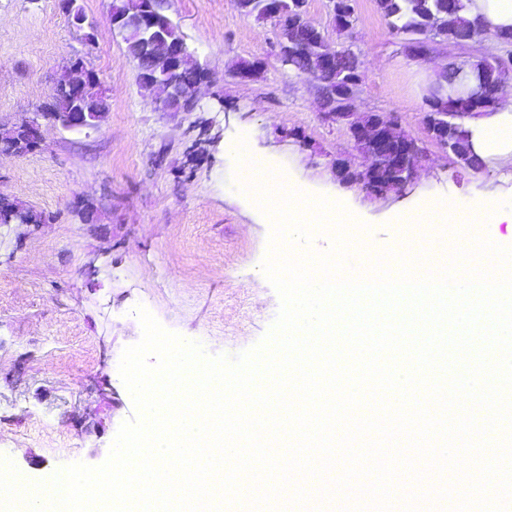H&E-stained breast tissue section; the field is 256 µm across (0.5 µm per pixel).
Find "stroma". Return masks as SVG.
Instances as JSON below:
<instances>
[{"label":"stroma","mask_w":512,"mask_h":512,"mask_svg":"<svg viewBox=\"0 0 512 512\" xmlns=\"http://www.w3.org/2000/svg\"><path fill=\"white\" fill-rule=\"evenodd\" d=\"M167 13L208 73L189 112L159 111L140 87L112 0H0V128L31 118L73 60L96 74L109 105L98 128L47 124L41 149L0 157V195L44 217L0 224V456L25 481L107 460L136 414L117 366L142 338L138 308L211 356L267 335L281 304L261 268L272 226L243 195L228 143L248 136L299 191L343 204L357 241L380 251L399 243L398 217L426 205L512 207L511 164L464 167L424 123L443 67L512 62V45L443 43L415 60L375 0H356L344 35L328 0H307L308 21L359 57L355 112L396 113L423 149L402 189L374 196L337 179L338 158L368 160L344 125L322 118L318 81L281 64L273 22L242 15L234 0H167ZM244 60L262 61L257 78L238 74Z\"/></svg>","instance_id":"35a3bbf8"}]
</instances>
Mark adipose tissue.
<instances>
[{
  "mask_svg": "<svg viewBox=\"0 0 512 512\" xmlns=\"http://www.w3.org/2000/svg\"><path fill=\"white\" fill-rule=\"evenodd\" d=\"M467 12L485 20L484 38L489 43H497L499 35L512 31V0H468ZM467 126L481 160L512 161V85L503 87L495 107L469 119Z\"/></svg>",
  "mask_w": 512,
  "mask_h": 512,
  "instance_id": "ef3b65f1",
  "label": "adipose tissue"
}]
</instances>
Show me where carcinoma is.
Wrapping results in <instances>:
<instances>
[{"mask_svg":"<svg viewBox=\"0 0 512 512\" xmlns=\"http://www.w3.org/2000/svg\"><path fill=\"white\" fill-rule=\"evenodd\" d=\"M336 30L347 33L355 22V13L349 11L344 0H335ZM380 12L388 19L392 31L409 37V41L428 50L437 41L465 45L474 39V33L484 27V22L474 17L467 19L466 0H376ZM305 0H236L238 11L257 21L276 20L280 43H288L291 50L289 68L309 73L321 69L326 50L330 48L327 39L315 28L305 24ZM112 18L118 20L116 28L123 35L129 55L137 64L141 88L154 91L157 86L146 80L152 68H162L166 63L167 47L184 44L178 27L166 14L165 0H113ZM360 70L358 56L346 49L335 50V71L326 85L325 102L336 104L337 111H350L346 98L350 84ZM508 69L502 64L486 58L475 65V75H487L494 81H504ZM208 74L190 51L177 61V71L172 74L175 91L169 94L166 107L170 112H188L191 102L181 90L191 84L203 82ZM81 93L90 103V111L106 112V98L97 86L96 77L88 73ZM428 112L441 115V123L448 124L449 151L468 168L477 170L481 163L471 155L468 131L463 125L448 119L450 114L474 112L492 106L491 97L476 101L465 95L439 94L427 101ZM23 212L28 222L39 224L44 221L42 214L25 204L0 197V212L9 214Z\"/></svg>","mask_w":512,"mask_h":512,"instance_id":"cac0c4a2","label":"carcinoma"}]
</instances>
